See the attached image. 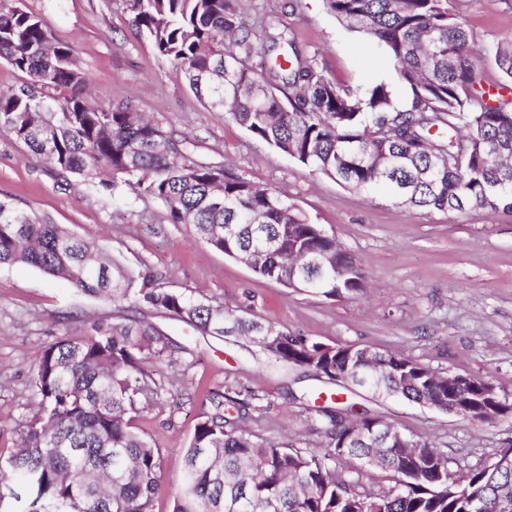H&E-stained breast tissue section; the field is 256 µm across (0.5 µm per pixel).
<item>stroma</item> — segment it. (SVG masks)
I'll use <instances>...</instances> for the list:
<instances>
[{
  "label": "stroma",
  "mask_w": 512,
  "mask_h": 512,
  "mask_svg": "<svg viewBox=\"0 0 512 512\" xmlns=\"http://www.w3.org/2000/svg\"><path fill=\"white\" fill-rule=\"evenodd\" d=\"M25 3L56 41L72 46L93 101L130 100L183 139L194 158L232 165L247 179L286 193L355 256L366 286L336 300L260 279L197 242L190 225L169 223L156 200L129 190L107 196L75 176L60 187L42 157L4 134L0 201L97 242L132 271H152L162 288L323 343L368 345L485 377L512 399V211L428 212L346 188L211 111L180 68L132 25L120 0ZM240 6L249 20L286 25L300 53L316 58L334 81L360 83L390 70L377 45L344 29L323 0H240ZM452 6L472 35L481 83L499 84L493 48L512 32V0H452ZM105 317L153 324L183 348L173 363L159 366L164 391L137 419L164 457L153 512H172L185 449L215 391L247 399L255 435H285L299 448L320 441L313 421L319 391L432 440L463 466L486 462L512 443V417L480 425L401 398L349 390L275 361L247 339L204 336L159 311L88 296L18 264L0 267V461L39 410L32 366L42 350L60 337L88 334L93 321Z\"/></svg>",
  "instance_id": "35a3bbf8"
}]
</instances>
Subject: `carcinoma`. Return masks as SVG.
Segmentation results:
<instances>
[{"mask_svg":"<svg viewBox=\"0 0 512 512\" xmlns=\"http://www.w3.org/2000/svg\"><path fill=\"white\" fill-rule=\"evenodd\" d=\"M132 23L158 52L180 65L190 86L215 112L256 140L353 190L429 211L512 210V95L478 82L470 32L451 0H323L348 29L376 41L409 89L400 101L386 78L367 84L331 81L301 56L288 31L251 23L239 0H122ZM283 45L281 62L258 70L247 62L260 46ZM495 63L512 81V33L498 42ZM0 59L30 81L0 92V133L46 157L62 176H79L112 195L123 189L153 198L172 224H190L209 248L247 260L259 277L323 282L315 263L328 257L347 275L339 286L313 288L328 299L358 293L364 270L336 237L313 224L288 195L232 169L191 159L183 141L128 101L88 100L87 77L73 48L53 41L42 18L0 0ZM447 131L433 136L431 130ZM25 263L63 278L85 295L160 310L204 334L278 340L274 357L331 380L357 364L301 334L236 318L133 273L116 257L102 259L94 241L73 237L0 201V266ZM173 350L168 337L136 322L101 319L85 336L45 347L33 367L41 413L0 463V486L21 479L31 512H153L163 466L161 449L134 426L160 387L147 364ZM373 391L415 403L444 397L448 410L483 405L487 379L460 388L432 381L434 369L376 351ZM323 450L262 439L246 406L227 396L196 424L184 455L172 512H498L512 501V472L482 465L464 474L428 440L400 434L384 444L354 432L381 419L346 407L320 410ZM380 470L394 485L377 492L336 472Z\"/></svg>","mask_w":512,"mask_h":512,"instance_id":"cac0c4a2","label":"carcinoma"}]
</instances>
